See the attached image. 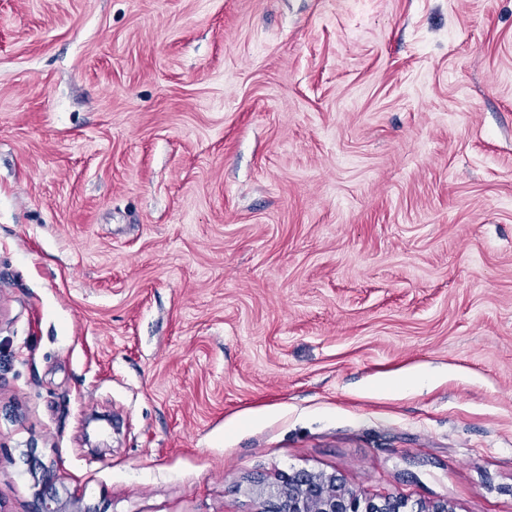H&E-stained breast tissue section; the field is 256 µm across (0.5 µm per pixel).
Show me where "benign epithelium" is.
Returning <instances> with one entry per match:
<instances>
[{"mask_svg": "<svg viewBox=\"0 0 512 512\" xmlns=\"http://www.w3.org/2000/svg\"><path fill=\"white\" fill-rule=\"evenodd\" d=\"M35 466L30 512H97L82 507L80 496L61 500L51 494L53 466L40 461ZM255 494L260 502L257 512H404L407 507L406 501L390 497L380 503L363 501L342 478L304 470L285 475L280 484L259 488Z\"/></svg>", "mask_w": 512, "mask_h": 512, "instance_id": "1", "label": "benign epithelium"}]
</instances>
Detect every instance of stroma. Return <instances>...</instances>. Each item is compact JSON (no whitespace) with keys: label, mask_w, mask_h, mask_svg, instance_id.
Masks as SVG:
<instances>
[{"label":"stroma","mask_w":512,"mask_h":512,"mask_svg":"<svg viewBox=\"0 0 512 512\" xmlns=\"http://www.w3.org/2000/svg\"><path fill=\"white\" fill-rule=\"evenodd\" d=\"M38 459L512 512V0H0V512Z\"/></svg>","instance_id":"obj_1"}]
</instances>
